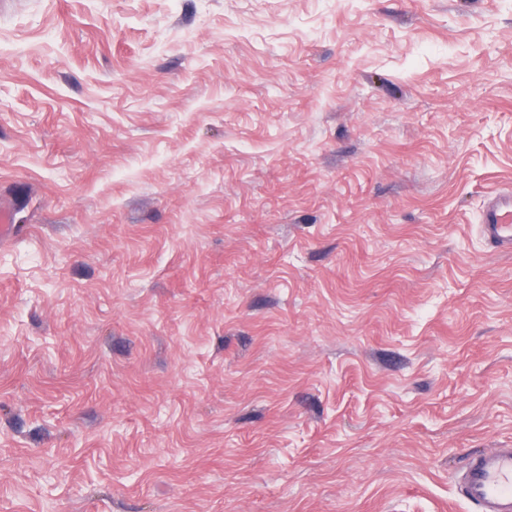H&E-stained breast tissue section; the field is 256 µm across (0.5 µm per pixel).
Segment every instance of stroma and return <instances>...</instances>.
<instances>
[{
	"label": "stroma",
	"instance_id": "1",
	"mask_svg": "<svg viewBox=\"0 0 512 512\" xmlns=\"http://www.w3.org/2000/svg\"><path fill=\"white\" fill-rule=\"evenodd\" d=\"M508 187L512 0H0V512H475ZM481 234L486 245L499 252H512V190L490 193L481 213Z\"/></svg>",
	"mask_w": 512,
	"mask_h": 512
}]
</instances>
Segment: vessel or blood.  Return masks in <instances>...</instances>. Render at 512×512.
<instances>
[{
  "label": "vessel or blood",
  "instance_id": "b4317fda",
  "mask_svg": "<svg viewBox=\"0 0 512 512\" xmlns=\"http://www.w3.org/2000/svg\"><path fill=\"white\" fill-rule=\"evenodd\" d=\"M480 230L490 249L512 252L511 189L496 190L487 196ZM459 490L478 512H512V448L468 454Z\"/></svg>",
  "mask_w": 512,
  "mask_h": 512
}]
</instances>
